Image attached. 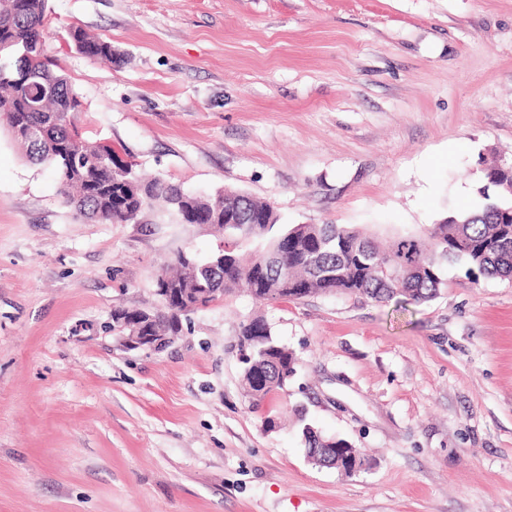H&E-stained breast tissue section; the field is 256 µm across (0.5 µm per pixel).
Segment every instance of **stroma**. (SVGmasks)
<instances>
[{
	"mask_svg": "<svg viewBox=\"0 0 512 512\" xmlns=\"http://www.w3.org/2000/svg\"><path fill=\"white\" fill-rule=\"evenodd\" d=\"M44 49L85 139L285 224L385 245L475 208L512 160V0H49ZM222 241L157 207L77 216L0 127V512H512V280L455 264L405 310L239 291L165 352L120 350L113 308L158 305L160 265ZM256 316L297 358L272 431L241 388ZM301 412L364 470L310 463ZM70 36L81 54L112 60V45L110 42L99 38H91L79 29L72 30Z\"/></svg>",
	"mask_w": 512,
	"mask_h": 512,
	"instance_id": "stroma-1",
	"label": "stroma"
}]
</instances>
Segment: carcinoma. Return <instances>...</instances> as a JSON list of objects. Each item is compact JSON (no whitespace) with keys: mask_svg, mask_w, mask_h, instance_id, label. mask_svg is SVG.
Masks as SVG:
<instances>
[{"mask_svg":"<svg viewBox=\"0 0 512 512\" xmlns=\"http://www.w3.org/2000/svg\"><path fill=\"white\" fill-rule=\"evenodd\" d=\"M47 10L48 0H0V125L8 127L28 161L52 169L64 204L83 218L133 224L162 201L179 223L224 232L218 254L200 259L181 250L172 268L157 274L156 287L174 288L184 297L181 308H116V340L135 327L177 336L188 314L237 289L260 301L348 295L405 310L434 299L452 264L465 263L475 279L512 278V172L506 170H487L477 207L445 218L424 234H400L387 250L349 225L282 224L271 205L243 192L197 195L160 177L141 178L108 147L90 145L80 136L79 96L45 54ZM70 36L81 54L112 58L110 42L79 29ZM240 336V348L247 351L242 386L249 407L259 412L272 396L288 393L296 357L259 316L242 324ZM297 424L308 451L360 452L302 418Z\"/></svg>","mask_w":512,"mask_h":512,"instance_id":"1","label":"carcinoma"}]
</instances>
